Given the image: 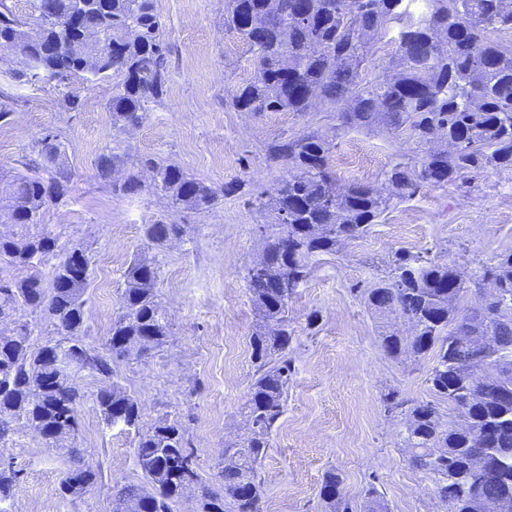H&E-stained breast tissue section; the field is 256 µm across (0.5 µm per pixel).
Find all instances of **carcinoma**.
Masks as SVG:
<instances>
[{
  "mask_svg": "<svg viewBox=\"0 0 512 512\" xmlns=\"http://www.w3.org/2000/svg\"><path fill=\"white\" fill-rule=\"evenodd\" d=\"M30 17L20 20L8 0H0V51L14 58L12 77L36 84L72 78L87 81L123 77L107 103L112 127L127 131L145 121L148 105L160 100L168 82L167 45L158 0H90L96 7L82 15L83 32L112 33V44L88 43L70 50L75 34L69 18L78 0H29ZM225 0L224 28L256 53L254 76L230 91L240 112L308 114L319 108L336 113L341 128L404 129L424 152L409 164L384 171L387 192L371 186L335 185L329 167V141L317 132L280 137L267 145L269 160L287 177L259 206L270 224L259 226L263 250L288 267L280 274L246 269L244 280L261 325L250 338L256 367L245 419L248 443L224 449L218 464L221 490L199 487L201 512H262L258 470L270 448V436L285 411L292 375L288 346V305L309 274L308 259L340 244L366 236L394 205L424 185L465 182L467 174L512 168V48L491 38L512 30V0ZM395 44L386 78L365 68L372 48L386 37ZM39 159L24 163L12 178L4 208L16 231L0 235V262L31 269L56 251L57 238L41 227L47 209L64 199L72 173L60 132L42 131ZM126 165L110 151L97 162L98 175L115 195H134L145 187L129 173L122 181L113 172ZM139 167L153 172L152 191L174 206L206 212L219 190L175 164L152 157ZM288 208V218L280 215ZM179 227L163 219L145 225V238L161 248ZM159 267L135 260L125 273L122 312L112 321L107 352L82 344L68 348L70 363L103 383L95 396L104 422L135 431V462L143 482L115 484L112 512L138 501L141 512H171L185 486L197 481L195 450L185 440L184 423L166 416L148 430L139 426L138 401L113 380V364L146 353L140 339L160 348L170 337L156 300ZM90 276L85 252L69 251L56 265L53 288L31 274L0 285V318L21 308L47 316L62 336L80 335L85 323L83 295ZM486 280L495 282L500 300L461 310L458 301ZM378 316L415 320L419 333L401 337L392 328L380 336L383 351L413 362L432 355L428 381L433 400L416 401L406 410L403 447L413 465L428 473L434 494L448 512H477L478 503L494 499L512 486V250L497 256L481 274L466 280L461 272L424 255L400 253L386 278L362 294ZM493 337L487 363L500 367L494 388L472 376V348L462 336ZM81 387L59 376L57 367L30 344V336L0 341V443L20 420L49 432V445L68 452L74 466L61 481L92 486L97 474L81 467L72 441L77 410L85 400ZM468 408L471 428L454 419ZM486 454L492 466L483 471L471 460ZM20 469L0 466V512L22 482ZM322 500L333 512H351L342 478L327 472ZM363 512H389L373 485L364 490Z\"/></svg>",
  "mask_w": 512,
  "mask_h": 512,
  "instance_id": "carcinoma-1",
  "label": "carcinoma"
}]
</instances>
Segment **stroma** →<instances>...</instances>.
<instances>
[{
	"mask_svg": "<svg viewBox=\"0 0 512 512\" xmlns=\"http://www.w3.org/2000/svg\"><path fill=\"white\" fill-rule=\"evenodd\" d=\"M224 5V0H159L169 48L166 92L150 105L142 126L127 133L113 128L106 108L115 80L21 85L0 63V94L13 100L10 117L0 122V175L11 177L24 160L36 157L37 139L47 127L62 133L73 173L68 197L43 216L57 238L56 254L35 271L51 285L60 257L74 248L85 251L91 271L82 340L102 352L121 311L130 261L157 262V301L170 326L169 341L143 357L118 362L114 379L139 401L141 428L167 414L185 420L199 482L212 487L225 446L245 433L254 380L250 337L259 316L243 276L263 248L258 227L266 216L248 200L273 191L286 176L268 159V143L311 130L333 135L329 160L338 184L380 190L389 164L415 156L405 130L338 133L332 112L256 117L233 108L229 92L252 77L255 59L225 31ZM69 92L79 95L80 111L68 110ZM108 150L131 164L145 156L173 163L231 191L202 213L171 208L147 189L116 195L97 175V158ZM469 179L468 193L452 184L422 186L367 236L310 258L311 273L288 306L294 372L285 412L260 465L263 512H325L320 491L331 470L341 474L353 507H360L372 484L390 512H446L431 478L410 465L401 446L400 410H386L382 401L392 390L404 401L431 399L432 360L387 356L379 339L382 323L359 291L386 277L400 251L428 255L468 277L512 250V169H489ZM160 218L182 229L161 249L143 230ZM77 416L75 446L96 472V484L82 498L64 495L60 483L72 466L70 456L20 426L0 444V455L13 458L23 471L12 512H112L113 484L140 482L134 432L106 426L90 400Z\"/></svg>",
	"mask_w": 512,
	"mask_h": 512,
	"instance_id": "obj_1",
	"label": "stroma"
}]
</instances>
